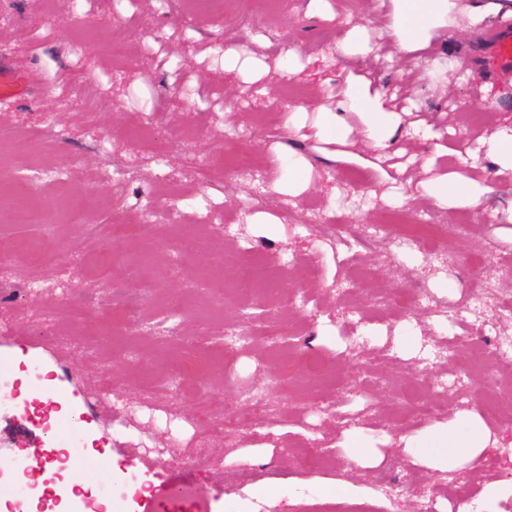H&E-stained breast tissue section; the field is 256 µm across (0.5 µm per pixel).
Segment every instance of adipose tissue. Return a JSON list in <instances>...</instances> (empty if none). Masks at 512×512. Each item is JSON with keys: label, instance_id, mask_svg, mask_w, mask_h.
<instances>
[{"label": "adipose tissue", "instance_id": "ef3b65f1", "mask_svg": "<svg viewBox=\"0 0 512 512\" xmlns=\"http://www.w3.org/2000/svg\"><path fill=\"white\" fill-rule=\"evenodd\" d=\"M389 4L388 29L396 50L416 60L428 51L435 32L452 22L457 10H465L476 25L500 12L512 13V0H472L465 6L459 0H389ZM346 95L349 109L362 122L363 134L373 148L381 151L390 148L407 126L422 152H441L431 125L422 119L404 124L401 113L389 108L383 93L373 89L370 80L349 85ZM424 189L441 206L451 203L471 206L481 195L478 184L464 172L428 181ZM487 442L488 434L481 422L460 418L449 428L409 441L408 446L414 456L430 458L441 469L451 470L463 461L474 459Z\"/></svg>", "mask_w": 512, "mask_h": 512}]
</instances>
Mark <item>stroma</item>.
Instances as JSON below:
<instances>
[{
  "instance_id": "obj_1",
  "label": "stroma",
  "mask_w": 512,
  "mask_h": 512,
  "mask_svg": "<svg viewBox=\"0 0 512 512\" xmlns=\"http://www.w3.org/2000/svg\"><path fill=\"white\" fill-rule=\"evenodd\" d=\"M67 11V0H0V62L31 85L25 97L0 100V135L30 132L100 201L59 220L47 241L28 224L0 230L1 239L27 243L0 267V283L14 292L0 297V366L12 372V399L0 406V476L27 483L37 454L68 444V432L30 421L24 405L39 399L78 409L85 456L70 484L105 482L109 460L123 456L140 478L150 467L192 468L210 512L232 501L243 512H448L452 502L458 512H512V382L481 369L499 338L512 339V181L483 161L475 207L437 205L422 188L459 170V152L487 127L512 124V84L478 64L486 28L460 15L434 35V58L464 72L452 103L430 64L386 59L379 0H327L316 13L308 0H278L270 13L224 0L217 17L201 16L196 0H81L77 22ZM355 27L375 50L340 59L339 42ZM112 40L132 43L127 62L114 61ZM231 46L254 61L244 74L224 73ZM288 52L296 56L290 73L278 67ZM364 77L412 106L413 119L431 121L444 154L426 162L406 135L386 155L373 150L346 106L349 84ZM484 107L488 125H474V109ZM300 108L345 113L346 154L311 126L289 127ZM241 144L264 159L262 182L225 171V150ZM291 151L309 168L303 189L289 194L279 183ZM194 160L202 164L194 179L180 178ZM352 169L364 173L361 184L343 181ZM389 209L436 215L448 233L403 244L387 224L363 237ZM204 222L226 227L224 252L243 267L260 260L273 269L249 301L224 295L227 312L256 319L248 347L212 345L216 327L199 319L189 277L224 278L205 238L184 248L185 225ZM482 251L495 269L482 264ZM32 276L46 289L34 303L24 299ZM288 278L297 293L283 290ZM400 286L415 288L416 299L404 302ZM478 302L486 319L473 320L460 356L440 355L439 344L461 332L458 317L470 318ZM129 314L142 323L175 317L179 341L119 335ZM276 331L292 346L271 341ZM191 345L204 358V381L169 394ZM310 352L322 378L292 360ZM35 365L49 374L38 385ZM245 388L263 392L270 422L253 423L239 400ZM469 415L491 438L459 469L407 451L410 438ZM200 430L210 434L204 451L194 446ZM357 432L372 440L363 461L348 453ZM483 468L504 488L495 499L477 488ZM398 480L404 495L384 498L381 487ZM339 481L355 497L337 494ZM274 482L280 491H268ZM291 485L303 493L289 496Z\"/></svg>"
}]
</instances>
